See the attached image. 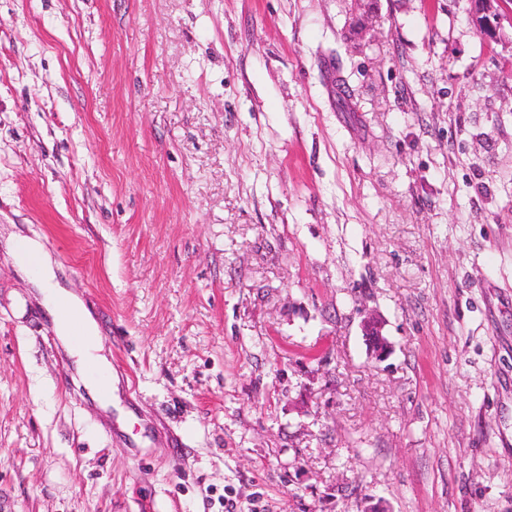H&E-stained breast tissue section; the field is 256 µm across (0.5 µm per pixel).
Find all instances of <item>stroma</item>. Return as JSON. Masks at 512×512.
Returning a JSON list of instances; mask_svg holds the SVG:
<instances>
[{
  "instance_id": "1",
  "label": "stroma",
  "mask_w": 512,
  "mask_h": 512,
  "mask_svg": "<svg viewBox=\"0 0 512 512\" xmlns=\"http://www.w3.org/2000/svg\"><path fill=\"white\" fill-rule=\"evenodd\" d=\"M471 0H0V512H512V28ZM374 318L392 345L369 350ZM508 0H474L473 21L484 30V36L491 40L501 38L503 21L512 26V8ZM4 248L6 254L23 269L29 265L27 261L28 255H35L37 257L40 273L37 277H34L32 282L53 320L56 306L61 302L73 305L80 312L83 318L81 337L73 336L70 330L63 324L59 325L57 332L67 343L71 356L76 358L78 370L86 386L89 389H95L99 384L98 379L87 376L85 373V364L93 361L105 376V378H102L110 385L112 396V376L110 375L107 378L105 374V371L108 369L104 358L99 354L101 348L97 341L96 324L85 306L56 281L50 254L39 241L15 234L7 236Z\"/></svg>"
}]
</instances>
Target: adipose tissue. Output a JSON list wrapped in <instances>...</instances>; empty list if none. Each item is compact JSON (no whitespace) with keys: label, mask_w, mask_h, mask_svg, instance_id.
Returning a JSON list of instances; mask_svg holds the SVG:
<instances>
[{"label":"adipose tissue","mask_w":512,"mask_h":512,"mask_svg":"<svg viewBox=\"0 0 512 512\" xmlns=\"http://www.w3.org/2000/svg\"><path fill=\"white\" fill-rule=\"evenodd\" d=\"M5 252L20 267H27L28 256H36L38 259L39 274L34 277L33 284L47 311H55L60 303L75 304L76 299L65 290L56 280L53 270V262L50 254L37 240L19 235H8L4 244ZM83 332L81 336H73L66 326H59L58 334L62 336L69 347L77 366H85L87 362H94L98 368H105L106 363L100 354V346L97 341L96 324L89 311H82Z\"/></svg>","instance_id":"adipose-tissue-1"}]
</instances>
